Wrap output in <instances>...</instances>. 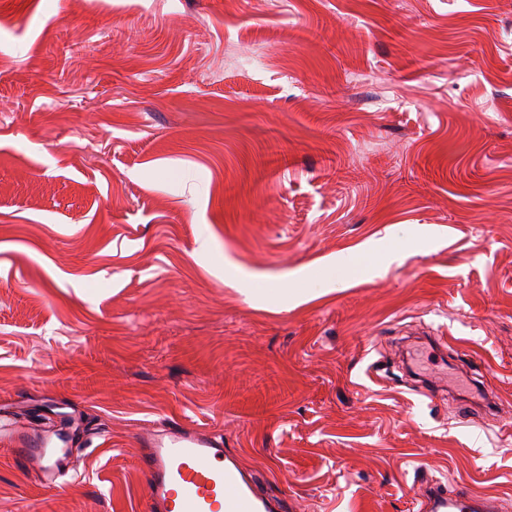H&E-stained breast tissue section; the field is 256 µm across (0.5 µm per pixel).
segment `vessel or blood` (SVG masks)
<instances>
[{
  "mask_svg": "<svg viewBox=\"0 0 512 512\" xmlns=\"http://www.w3.org/2000/svg\"><path fill=\"white\" fill-rule=\"evenodd\" d=\"M0 442L32 447V454L18 456V463L35 467L52 482L60 477L62 458L42 448L40 438L25 426L0 418ZM143 445L141 467L149 476L147 496L155 512H221L229 484L237 489L232 512H265L266 503L237 465L225 458L222 439L175 422L164 433L144 439ZM421 504L424 512H497L499 508L496 498L436 482L426 485Z\"/></svg>",
  "mask_w": 512,
  "mask_h": 512,
  "instance_id": "obj_1",
  "label": "vessel or blood"
}]
</instances>
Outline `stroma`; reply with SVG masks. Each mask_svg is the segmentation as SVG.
Returning a JSON list of instances; mask_svg holds the SVG:
<instances>
[{
    "mask_svg": "<svg viewBox=\"0 0 512 512\" xmlns=\"http://www.w3.org/2000/svg\"><path fill=\"white\" fill-rule=\"evenodd\" d=\"M2 413L72 468L0 512H149L171 419L274 512H512V0H0ZM370 251L347 250L336 256V269H355L369 271L376 263L371 258ZM419 511L429 512H493L499 510V500L472 490H449L442 483L425 486Z\"/></svg>",
    "mask_w": 512,
    "mask_h": 512,
    "instance_id": "stroma-1",
    "label": "stroma"
}]
</instances>
